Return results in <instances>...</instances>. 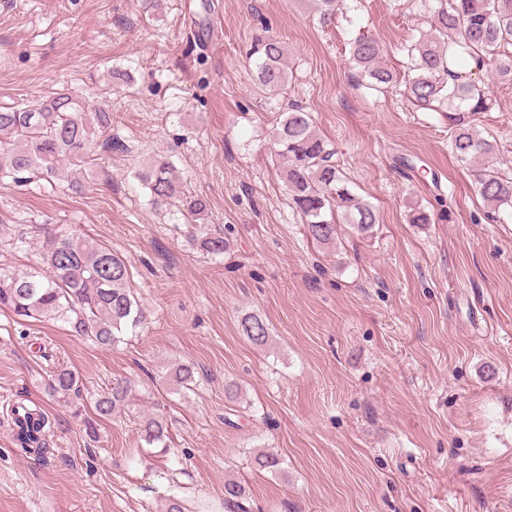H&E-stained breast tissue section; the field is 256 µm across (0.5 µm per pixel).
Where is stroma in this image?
Wrapping results in <instances>:
<instances>
[{
    "label": "stroma",
    "instance_id": "1",
    "mask_svg": "<svg viewBox=\"0 0 512 512\" xmlns=\"http://www.w3.org/2000/svg\"><path fill=\"white\" fill-rule=\"evenodd\" d=\"M427 21L422 0H345L325 29L309 0H0V107L66 89L105 104L126 145L87 162L79 193L0 182V271L37 265L43 227L72 233L123 256L147 314L104 349L0 309V512H224L228 477L250 512H512V220H488L446 113L358 87L348 65L368 35L408 82ZM262 32L288 48L276 91L252 79ZM476 77L496 100L477 128L512 170V82L490 61ZM291 103L377 209L372 235H303L270 157ZM156 156L229 253L203 252L191 217L152 200L136 174ZM416 207L431 223H410ZM246 314L267 344L241 335ZM178 363L195 391L169 389ZM59 367L80 398L50 396ZM116 378L164 414L168 453L134 415H95ZM20 401L51 421L41 453L14 444ZM263 451L277 471L255 466ZM239 328L241 334L253 344L264 345L268 341V328L264 320L257 315H244Z\"/></svg>",
    "mask_w": 512,
    "mask_h": 512
}]
</instances>
